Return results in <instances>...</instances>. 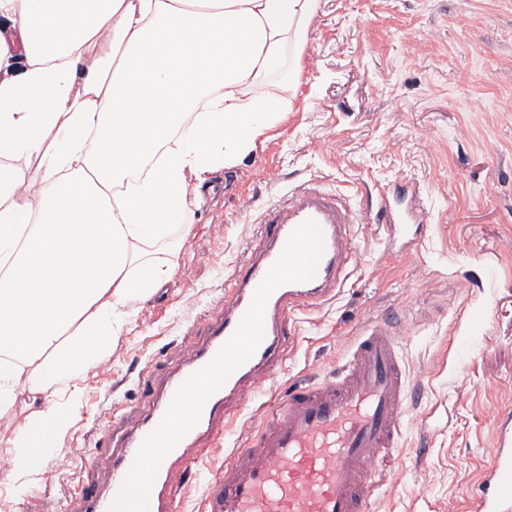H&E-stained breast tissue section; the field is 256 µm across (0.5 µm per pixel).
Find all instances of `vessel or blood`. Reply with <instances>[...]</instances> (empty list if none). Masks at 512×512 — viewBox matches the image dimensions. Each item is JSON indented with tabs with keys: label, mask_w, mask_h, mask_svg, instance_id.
I'll list each match as a JSON object with an SVG mask.
<instances>
[{
	"label": "vessel or blood",
	"mask_w": 512,
	"mask_h": 512,
	"mask_svg": "<svg viewBox=\"0 0 512 512\" xmlns=\"http://www.w3.org/2000/svg\"><path fill=\"white\" fill-rule=\"evenodd\" d=\"M389 238L410 239L416 206L377 201ZM358 212L341 195L307 184L261 208L259 234L224 295V314L175 368L142 377L150 401L133 423L107 419L94 468L78 479L66 512H182L197 476L191 449L221 439L225 424L258 398L287 355L296 315L334 299L357 257ZM387 322L361 327L336 372L296 384L206 489L203 512H370L376 477L402 434L410 400ZM495 448L469 512H512V414L493 421Z\"/></svg>",
	"instance_id": "1"
}]
</instances>
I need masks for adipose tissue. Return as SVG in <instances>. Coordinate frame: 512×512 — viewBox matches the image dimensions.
Returning a JSON list of instances; mask_svg holds the SVG:
<instances>
[{
    "instance_id": "ef3b65f1",
    "label": "adipose tissue",
    "mask_w": 512,
    "mask_h": 512,
    "mask_svg": "<svg viewBox=\"0 0 512 512\" xmlns=\"http://www.w3.org/2000/svg\"><path fill=\"white\" fill-rule=\"evenodd\" d=\"M317 0H0V410L111 354L131 297L172 271L190 185L233 164L290 102L272 90ZM41 170L20 191L8 160ZM169 242L155 261L146 246ZM69 416L49 404L13 440Z\"/></svg>"
}]
</instances>
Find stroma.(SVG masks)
I'll return each mask as SVG.
<instances>
[{
	"label": "stroma",
	"mask_w": 512,
	"mask_h": 512,
	"mask_svg": "<svg viewBox=\"0 0 512 512\" xmlns=\"http://www.w3.org/2000/svg\"><path fill=\"white\" fill-rule=\"evenodd\" d=\"M300 64L288 112L202 186L189 234L174 230L185 243L173 272L131 303L111 369L94 363L53 388L50 402L70 413L56 449L77 456L52 482L0 481V512H22L34 494L40 512H62L104 421L133 417L146 400L140 377L169 367L221 310L258 209L311 181L364 215L379 190L417 185L424 222L412 246L388 244L384 226L366 218L356 225L347 285L298 315L264 407L238 415L231 440L247 443L290 384L331 374L366 321L395 316L417 397L378 512H466L490 461V419L512 411V0H318ZM40 407L21 386L0 413V472L17 428ZM229 455L221 443L201 453L183 512H201L204 483Z\"/></svg>",
	"instance_id": "35a3bbf8"
}]
</instances>
